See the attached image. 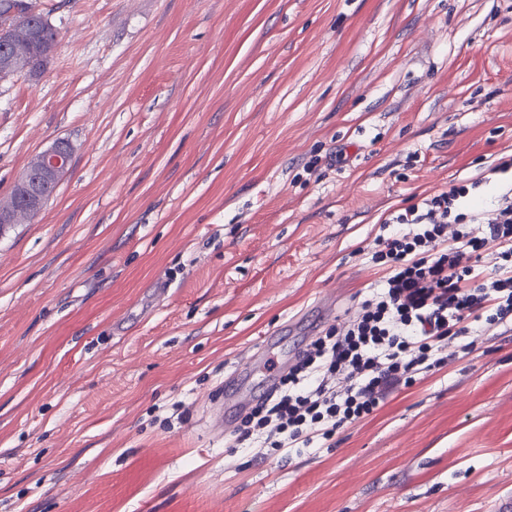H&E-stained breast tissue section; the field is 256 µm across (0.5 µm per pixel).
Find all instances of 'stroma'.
<instances>
[{
  "label": "stroma",
  "mask_w": 512,
  "mask_h": 512,
  "mask_svg": "<svg viewBox=\"0 0 512 512\" xmlns=\"http://www.w3.org/2000/svg\"><path fill=\"white\" fill-rule=\"evenodd\" d=\"M0 81V512H490L512 491V332L327 447L212 428L230 371L383 276L389 212L512 155V0H37ZM17 15H33L40 21V25L35 27L33 23L28 22L26 25L35 27L33 29L29 26L12 23L11 18ZM8 17L9 19H6ZM47 21L44 15H39L37 7L29 9L26 0L17 1L10 13L0 19V80L25 72L30 68L34 73L43 69L49 58L44 56L42 44L38 40L44 36L42 26L47 27ZM34 43L36 45L33 50L31 66L29 49L33 47ZM73 151L68 140L56 139L30 159L15 184L23 193L19 195L12 190L9 197L0 202V231L5 225L32 221L39 215L69 171Z\"/></svg>",
  "instance_id": "stroma-1"
}]
</instances>
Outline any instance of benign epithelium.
I'll return each mask as SVG.
<instances>
[{"mask_svg":"<svg viewBox=\"0 0 512 512\" xmlns=\"http://www.w3.org/2000/svg\"><path fill=\"white\" fill-rule=\"evenodd\" d=\"M17 15H32L40 26L33 29L11 22ZM45 26V16L35 7L28 8L27 0H17L8 17L0 19V80L31 68L29 49L44 36ZM72 158L73 146L65 139H57L35 154L16 181L22 194L13 191L0 202V230L8 224L34 220L69 171Z\"/></svg>","mask_w":512,"mask_h":512,"instance_id":"7a95c632","label":"benign epithelium"}]
</instances>
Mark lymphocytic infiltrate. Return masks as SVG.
<instances>
[{"instance_id":"obj_1","label":"lymphocytic infiltrate","mask_w":512,"mask_h":512,"mask_svg":"<svg viewBox=\"0 0 512 512\" xmlns=\"http://www.w3.org/2000/svg\"><path fill=\"white\" fill-rule=\"evenodd\" d=\"M481 185H450L384 218L371 248L386 272L379 291L298 352L242 418L237 442L277 453L315 447L447 359L472 354L478 337L512 331V187L487 208Z\"/></svg>"}]
</instances>
